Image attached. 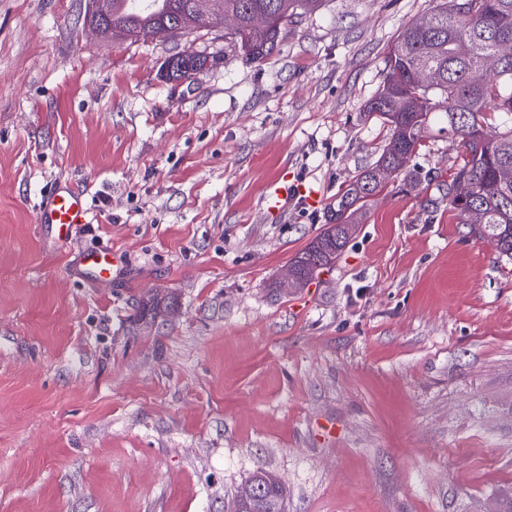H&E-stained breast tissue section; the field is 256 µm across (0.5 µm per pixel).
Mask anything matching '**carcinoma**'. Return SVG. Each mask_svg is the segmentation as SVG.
Instances as JSON below:
<instances>
[{
	"instance_id": "cac0c4a2",
	"label": "carcinoma",
	"mask_w": 512,
	"mask_h": 512,
	"mask_svg": "<svg viewBox=\"0 0 512 512\" xmlns=\"http://www.w3.org/2000/svg\"><path fill=\"white\" fill-rule=\"evenodd\" d=\"M322 0H107L112 25L125 38L156 35L165 26L200 21L209 28L232 17L224 30L250 61H260L278 46L282 26L317 9ZM263 15L266 24L254 18ZM512 45V0H439L421 18L407 24L386 57L382 87L366 113L389 129L388 142L372 165L346 185L330 224L291 262L304 282L329 269L353 236L364 206L390 175L410 171L409 163L438 125L458 139L462 163L448 181V206L460 223L512 260V58L499 59L500 47ZM433 70L439 84L420 83L419 73ZM171 303L158 294L139 300L133 322L153 321ZM250 480L261 487L252 501H237L235 512H284L286 488L276 474L260 471Z\"/></svg>"
}]
</instances>
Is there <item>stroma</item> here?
<instances>
[{
    "label": "stroma",
    "mask_w": 512,
    "mask_h": 512,
    "mask_svg": "<svg viewBox=\"0 0 512 512\" xmlns=\"http://www.w3.org/2000/svg\"><path fill=\"white\" fill-rule=\"evenodd\" d=\"M432 0H324L252 62L201 31L130 43L86 0H0V512H488L512 489V261L448 208L425 139L335 266L275 288L389 131L365 114ZM178 52L209 55L168 79ZM321 193L267 211L281 177ZM88 222L54 244L51 184ZM107 248L105 273L84 252ZM161 289L177 317L132 322ZM249 480L262 488L260 496L252 501L237 499L235 512H283L286 488L276 474L260 471L253 474Z\"/></svg>",
    "instance_id": "1"
}]
</instances>
